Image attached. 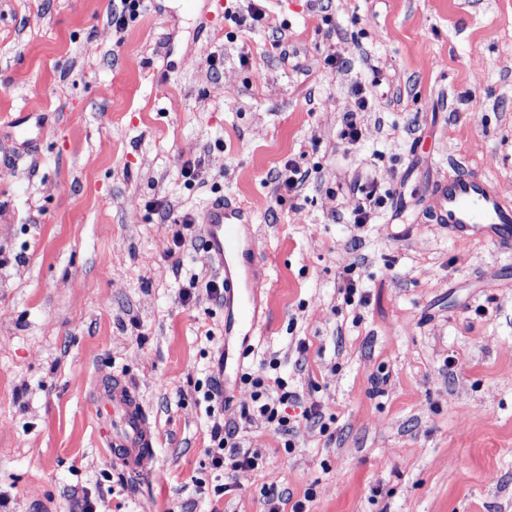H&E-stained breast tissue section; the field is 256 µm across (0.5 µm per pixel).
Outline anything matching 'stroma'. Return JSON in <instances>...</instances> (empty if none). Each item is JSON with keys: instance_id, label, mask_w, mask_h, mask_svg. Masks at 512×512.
Returning <instances> with one entry per match:
<instances>
[{"instance_id": "stroma-1", "label": "stroma", "mask_w": 512, "mask_h": 512, "mask_svg": "<svg viewBox=\"0 0 512 512\" xmlns=\"http://www.w3.org/2000/svg\"><path fill=\"white\" fill-rule=\"evenodd\" d=\"M256 4L246 29L215 0H143L119 29L114 0H0V512H268L271 485L308 512H512V248L427 215L459 175L512 206V0L231 8ZM366 175L388 197L359 226L339 185ZM218 198L249 213L269 282L250 378L213 411L224 307L197 221ZM116 375L157 437L140 477L92 415ZM255 378L298 395L293 432L241 419ZM217 420L257 468H213ZM358 98L355 101V109L346 116L343 139L349 144L357 143L362 138V128L357 123L356 113L365 112L369 107V100L363 91H358Z\"/></svg>"}]
</instances>
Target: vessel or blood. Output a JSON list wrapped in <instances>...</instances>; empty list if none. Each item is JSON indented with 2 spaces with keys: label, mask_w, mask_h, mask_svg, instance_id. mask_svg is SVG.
I'll list each match as a JSON object with an SVG mask.
<instances>
[{
  "label": "vessel or blood",
  "mask_w": 512,
  "mask_h": 512,
  "mask_svg": "<svg viewBox=\"0 0 512 512\" xmlns=\"http://www.w3.org/2000/svg\"><path fill=\"white\" fill-rule=\"evenodd\" d=\"M429 195L433 222L453 238L512 245V208L485 180L462 175L434 184ZM200 236L224 284V330L250 338L261 325L260 297L268 283L250 217L230 202L216 201L203 215ZM94 417L125 472L134 477L144 474L154 456L156 437L128 381L113 377L94 403Z\"/></svg>",
  "instance_id": "1"
}]
</instances>
